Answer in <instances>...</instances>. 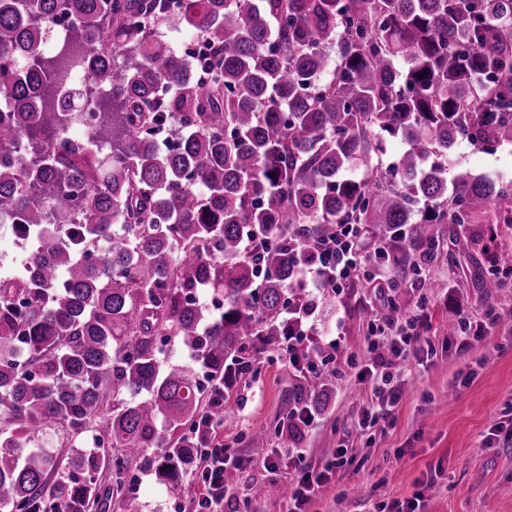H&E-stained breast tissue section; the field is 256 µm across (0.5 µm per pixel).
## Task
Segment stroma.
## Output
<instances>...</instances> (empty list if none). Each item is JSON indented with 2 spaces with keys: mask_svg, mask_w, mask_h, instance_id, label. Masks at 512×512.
Returning a JSON list of instances; mask_svg holds the SVG:
<instances>
[{
  "mask_svg": "<svg viewBox=\"0 0 512 512\" xmlns=\"http://www.w3.org/2000/svg\"><path fill=\"white\" fill-rule=\"evenodd\" d=\"M485 172L512 182V150L488 154L461 142L452 150L449 175ZM460 232L480 237L482 248L469 256L442 255L422 272L440 288L421 282L393 289L394 274L384 270L380 282L362 277L336 293H318L307 345L318 370L331 374L328 398L303 429L299 441L282 434L288 405L284 391L295 374L281 353L262 356L255 381L240 391L236 417L225 420L224 446L243 458L229 466L223 512H284L283 499L261 494L262 486L285 482L289 466L300 460L323 464L339 445L355 450L344 477L317 499L316 512H394L395 503L424 492V512H512V447L485 444L495 426L512 425V277L506 287H482L493 272L492 257L512 251V224H464ZM494 308L497 326L469 353H460L449 321L459 328L483 321ZM423 315L418 328L431 358L427 366L400 364L405 388L392 422L360 432L356 422L366 399L361 369L373 339V320H406ZM269 429L267 455L279 458L278 470L253 463L250 432ZM433 479L426 492L423 481ZM135 512H182L193 493L190 481L168 488L136 460L125 475Z\"/></svg>",
  "mask_w": 512,
  "mask_h": 512,
  "instance_id": "35a3bbf8",
  "label": "stroma"
}]
</instances>
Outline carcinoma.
<instances>
[{
    "instance_id": "cac0c4a2",
    "label": "carcinoma",
    "mask_w": 512,
    "mask_h": 512,
    "mask_svg": "<svg viewBox=\"0 0 512 512\" xmlns=\"http://www.w3.org/2000/svg\"><path fill=\"white\" fill-rule=\"evenodd\" d=\"M61 14L74 23L47 50ZM162 26L208 51L181 55ZM6 100L23 106L0 111V215L29 245L0 279L6 512H92L108 448L118 503L151 448L158 482H181L190 429L232 415L254 357L281 349L298 268L337 225L369 227L400 285L479 245L457 226L512 224V183L448 179L460 140L512 145V0H0ZM204 289L217 311L190 299ZM162 340L193 363L163 362ZM284 397L312 408L321 390ZM49 430L86 446L53 481Z\"/></svg>"
}]
</instances>
